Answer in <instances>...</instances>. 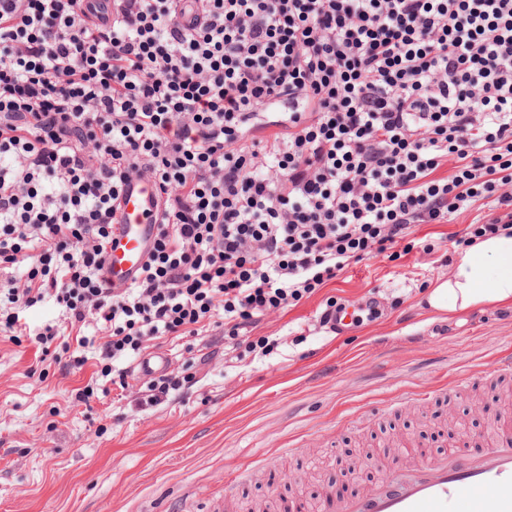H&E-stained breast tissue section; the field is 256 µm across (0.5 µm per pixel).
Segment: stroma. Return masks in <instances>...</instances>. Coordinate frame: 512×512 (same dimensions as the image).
<instances>
[{"label": "stroma", "instance_id": "obj_1", "mask_svg": "<svg viewBox=\"0 0 512 512\" xmlns=\"http://www.w3.org/2000/svg\"><path fill=\"white\" fill-rule=\"evenodd\" d=\"M485 202L444 224H415L396 258L351 264L309 298L256 317L239 340L192 338L196 383L144 407L140 393L74 404L98 367L68 368L37 353L29 337L0 332V512H224L262 500L303 502L322 512L324 495L361 492L379 466L445 454L453 435L473 438L471 453L492 443L512 418V377L497 374L512 350V306H475L437 314L425 304L448 278L456 241L488 214ZM376 297L377 319L343 336L320 323L328 301ZM263 337L276 349L253 347ZM475 375L467 396L452 383ZM440 387L413 403L402 392ZM376 408L346 426L344 413ZM287 449L278 467L260 463ZM253 464L251 478L225 489L224 474Z\"/></svg>", "mask_w": 512, "mask_h": 512}]
</instances>
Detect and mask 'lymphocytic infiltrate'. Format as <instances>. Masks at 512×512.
Instances as JSON below:
<instances>
[{
	"instance_id": "1",
	"label": "lymphocytic infiltrate",
	"mask_w": 512,
	"mask_h": 512,
	"mask_svg": "<svg viewBox=\"0 0 512 512\" xmlns=\"http://www.w3.org/2000/svg\"><path fill=\"white\" fill-rule=\"evenodd\" d=\"M140 179L157 232L115 288ZM478 200L459 245L512 227V0H0V331L62 309L34 341L92 351L80 403L129 389L149 342L219 313L238 337ZM159 190L141 180L124 187L121 224L112 232L106 251V276L112 287L128 285L142 267L156 232L155 217ZM20 322L26 323L27 329L30 327L31 334H34L40 327L49 322H65L63 312L50 305H36L21 311ZM29 330V329H28Z\"/></svg>"
}]
</instances>
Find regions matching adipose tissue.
I'll return each instance as SVG.
<instances>
[{
    "mask_svg": "<svg viewBox=\"0 0 512 512\" xmlns=\"http://www.w3.org/2000/svg\"><path fill=\"white\" fill-rule=\"evenodd\" d=\"M427 303L440 312L512 306V234L499 232L460 253L452 274L430 290Z\"/></svg>",
    "mask_w": 512,
    "mask_h": 512,
    "instance_id": "1",
    "label": "adipose tissue"
}]
</instances>
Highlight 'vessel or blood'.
<instances>
[{
    "label": "vessel or blood",
    "mask_w": 512,
    "mask_h": 512,
    "mask_svg": "<svg viewBox=\"0 0 512 512\" xmlns=\"http://www.w3.org/2000/svg\"><path fill=\"white\" fill-rule=\"evenodd\" d=\"M159 191L141 180L126 186L121 222L106 251V276L113 287L128 285L142 267L156 232ZM329 332L344 334L355 322L348 308L326 312ZM427 464L392 460L377 482L352 497L331 500L332 512H512V429L499 427L496 442L480 455L463 450Z\"/></svg>",
    "instance_id": "vessel-or-blood-1"
}]
</instances>
